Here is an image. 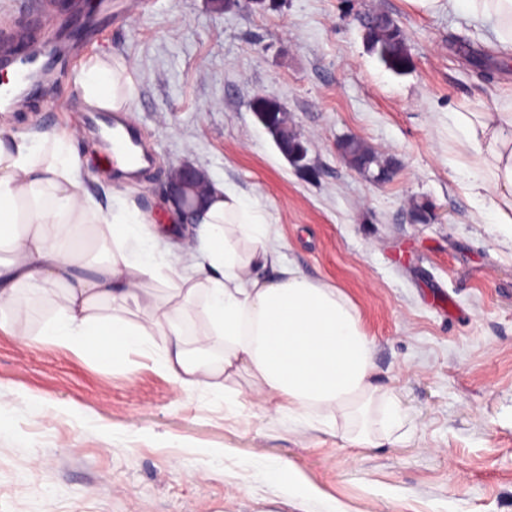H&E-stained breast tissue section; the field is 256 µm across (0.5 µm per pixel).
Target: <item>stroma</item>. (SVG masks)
I'll use <instances>...</instances> for the list:
<instances>
[{
    "mask_svg": "<svg viewBox=\"0 0 512 512\" xmlns=\"http://www.w3.org/2000/svg\"><path fill=\"white\" fill-rule=\"evenodd\" d=\"M121 2L126 22L105 24L82 56L126 61L129 118L153 162L119 182L81 138L84 191L161 211L172 168L190 163L258 202L285 259L356 307L402 435L377 429L356 447L342 430L236 405L240 377L187 394L157 355L113 368L37 341L55 305L30 296L0 330V512H512V236L477 215L468 173L448 163L449 106L512 86L489 28L407 0ZM374 14L400 27L403 67L369 37ZM81 69L0 118V132L80 124ZM261 98L287 112L313 176L258 120ZM351 136L397 162L391 181L345 163ZM417 205L428 223L414 221ZM274 459L296 485L259 475Z\"/></svg>",
    "mask_w": 512,
    "mask_h": 512,
    "instance_id": "stroma-1",
    "label": "stroma"
}]
</instances>
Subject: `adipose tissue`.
<instances>
[{
	"instance_id": "ef3b65f1",
	"label": "adipose tissue",
	"mask_w": 512,
	"mask_h": 512,
	"mask_svg": "<svg viewBox=\"0 0 512 512\" xmlns=\"http://www.w3.org/2000/svg\"><path fill=\"white\" fill-rule=\"evenodd\" d=\"M408 2L489 26L495 55L512 60V0ZM128 71L89 59L76 81L81 100L129 111ZM448 136L471 175L467 194L489 200L494 223L512 232V89L489 105L450 108ZM77 141L74 129L0 136V329L24 311L20 292L44 295L56 311L41 334L72 351L113 366L135 349L159 351L161 370L187 393L245 375L259 391L237 390L238 402L270 417L346 422L357 446L376 408L386 432L401 428L395 396L373 382L374 341L355 307L340 288L283 262L259 205L215 181L187 228L174 209L161 224L117 194L103 211L82 189ZM188 312L207 322L192 350L182 339ZM219 338L223 361L201 360Z\"/></svg>"
}]
</instances>
